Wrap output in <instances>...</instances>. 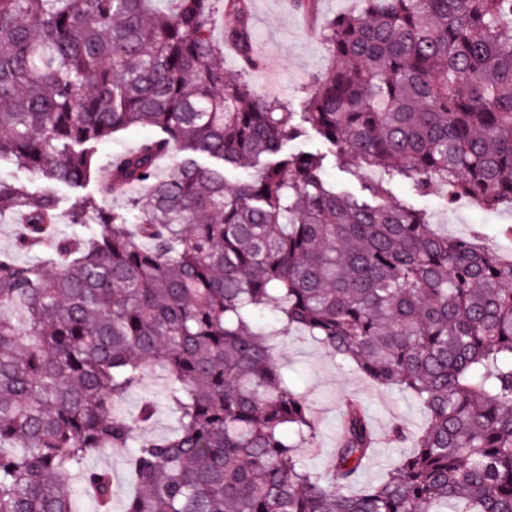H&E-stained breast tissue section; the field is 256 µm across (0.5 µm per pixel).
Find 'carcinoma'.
<instances>
[{
	"label": "carcinoma",
	"instance_id": "obj_1",
	"mask_svg": "<svg viewBox=\"0 0 512 512\" xmlns=\"http://www.w3.org/2000/svg\"><path fill=\"white\" fill-rule=\"evenodd\" d=\"M212 0H0V158L81 187L96 147L133 126L155 136L112 156L123 208L59 200L0 180V213L24 218L20 263L0 253V512H112L117 477L90 464L129 449L138 490L122 512H512V261L448 238L389 193L410 180L448 205H512V0H362L327 21V71L302 121L340 161L379 178L338 191L316 154L286 152L288 101L254 96L245 0L225 37ZM179 153L159 177L160 158ZM253 168L229 188L225 172ZM315 338L426 415L396 425L400 455L362 483L369 410L343 399L321 477L316 436L260 317ZM168 372L176 429L118 405L150 366ZM453 509H448V504Z\"/></svg>",
	"mask_w": 512,
	"mask_h": 512
}]
</instances>
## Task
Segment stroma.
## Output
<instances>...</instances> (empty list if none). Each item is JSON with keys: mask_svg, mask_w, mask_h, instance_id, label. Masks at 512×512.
Returning <instances> with one entry per match:
<instances>
[{"mask_svg": "<svg viewBox=\"0 0 512 512\" xmlns=\"http://www.w3.org/2000/svg\"><path fill=\"white\" fill-rule=\"evenodd\" d=\"M248 2L252 46L263 58L262 67L251 71L248 77L254 93L279 96L287 99L294 111H303L306 89L328 65L319 27L308 25L306 14L294 7L293 0ZM288 149L322 155L327 178L340 190L361 193L366 183L378 177L372 170L341 168L333 149L306 124ZM390 188L400 202L424 210L438 233L461 237L476 227L481 230L486 247L506 255L512 253V240L504 234L506 226L512 224L511 206L487 212L464 201L449 209L440 194L419 196L411 181L399 177ZM274 345L286 381L308 402L317 423L314 446L306 450L305 461L313 468H321L325 455L336 446L339 402L343 397L355 396L366 402L377 434L375 452L362 479L376 481L396 456L397 447L389 439L391 428L400 424L417 429L425 423L423 412L411 399L376 388L359 373L341 365L313 338L299 341L290 334L279 335Z\"/></svg>", "mask_w": 512, "mask_h": 512, "instance_id": "1", "label": "stroma"}]
</instances>
